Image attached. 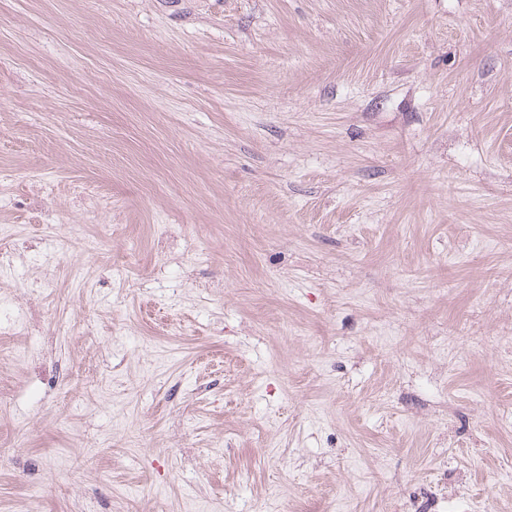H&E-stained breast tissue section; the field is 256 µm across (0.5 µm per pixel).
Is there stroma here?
<instances>
[{
    "label": "stroma",
    "mask_w": 512,
    "mask_h": 512,
    "mask_svg": "<svg viewBox=\"0 0 512 512\" xmlns=\"http://www.w3.org/2000/svg\"><path fill=\"white\" fill-rule=\"evenodd\" d=\"M1 224L0 512H512V0H0Z\"/></svg>",
    "instance_id": "1"
}]
</instances>
